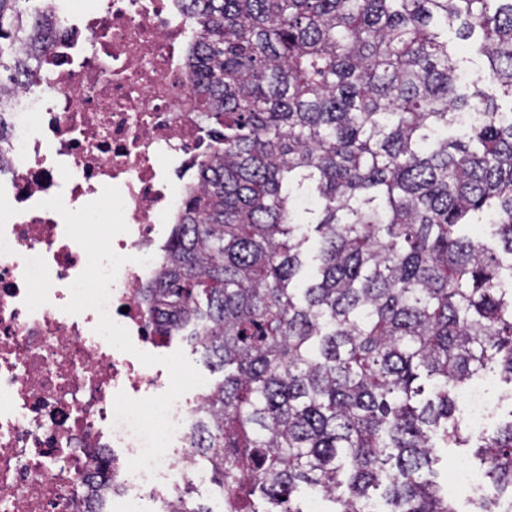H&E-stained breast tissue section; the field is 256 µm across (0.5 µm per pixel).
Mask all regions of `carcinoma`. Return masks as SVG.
Instances as JSON below:
<instances>
[{"label": "carcinoma", "mask_w": 512, "mask_h": 512, "mask_svg": "<svg viewBox=\"0 0 512 512\" xmlns=\"http://www.w3.org/2000/svg\"><path fill=\"white\" fill-rule=\"evenodd\" d=\"M30 2L0 0V88L52 43ZM183 2L224 133L145 296L224 368L194 442L212 481L246 512H305L308 490L456 512L436 452L472 446L492 491L473 512H500L512 418L474 440L455 398L495 370L512 386V0ZM453 27L486 61L466 80Z\"/></svg>", "instance_id": "1"}]
</instances>
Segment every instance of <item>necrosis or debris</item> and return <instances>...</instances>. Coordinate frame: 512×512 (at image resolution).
Wrapping results in <instances>:
<instances>
[{"label": "necrosis or debris", "mask_w": 512, "mask_h": 512, "mask_svg": "<svg viewBox=\"0 0 512 512\" xmlns=\"http://www.w3.org/2000/svg\"><path fill=\"white\" fill-rule=\"evenodd\" d=\"M56 37L33 84L8 94L0 150V512H148L210 483L193 449L206 387L173 405L172 442L154 474L128 462L142 440L116 423L118 392L164 393L169 374L95 333L96 310L65 313L87 264L44 200L77 209L118 187L128 261L107 311L140 350L167 345L143 290L160 271V228L178 223L187 187L218 147L195 104L187 53L197 38L179 0H89L52 11Z\"/></svg>", "instance_id": "obj_1"}]
</instances>
